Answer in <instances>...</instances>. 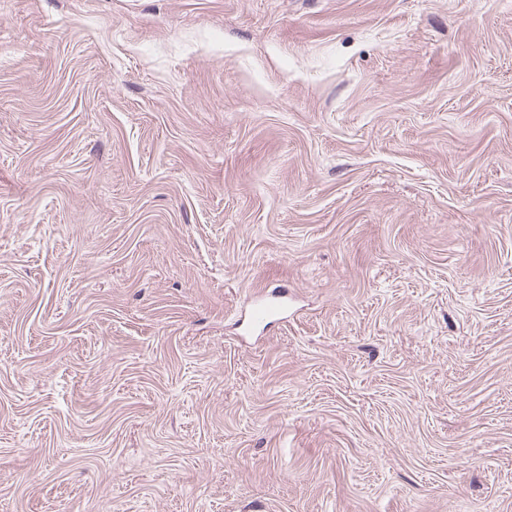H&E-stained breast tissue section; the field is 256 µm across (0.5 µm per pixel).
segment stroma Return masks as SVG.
I'll return each instance as SVG.
<instances>
[{"mask_svg": "<svg viewBox=\"0 0 512 512\" xmlns=\"http://www.w3.org/2000/svg\"><path fill=\"white\" fill-rule=\"evenodd\" d=\"M0 512H512V0H0ZM286 296L281 294H272L270 297L260 298L251 313V317L254 322L265 323L276 317L284 315L288 309V303L286 302Z\"/></svg>", "mask_w": 512, "mask_h": 512, "instance_id": "35a3bbf8", "label": "stroma"}]
</instances>
